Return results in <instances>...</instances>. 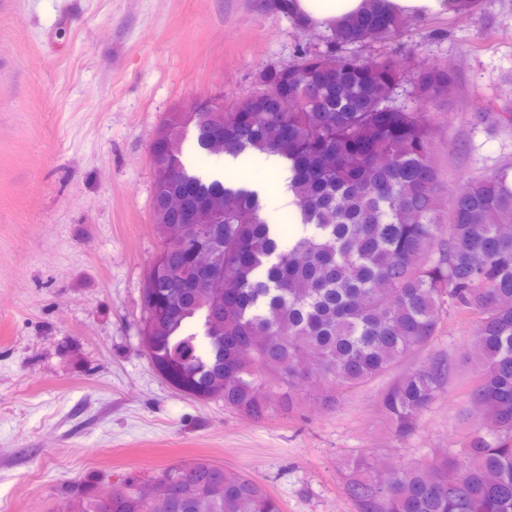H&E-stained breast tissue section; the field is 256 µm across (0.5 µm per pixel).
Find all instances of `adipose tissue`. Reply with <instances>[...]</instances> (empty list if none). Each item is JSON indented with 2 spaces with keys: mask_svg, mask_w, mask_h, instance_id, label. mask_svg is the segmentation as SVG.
I'll return each mask as SVG.
<instances>
[{
  "mask_svg": "<svg viewBox=\"0 0 512 512\" xmlns=\"http://www.w3.org/2000/svg\"><path fill=\"white\" fill-rule=\"evenodd\" d=\"M291 8L307 23L326 27L375 8L392 14L427 15L449 12L450 4L448 0H293ZM251 164L259 166L266 174L265 179L253 183L261 197L273 199L278 212L287 214L289 223H299L295 198L288 188L290 172L278 156L261 155L251 161L228 156L224 159L220 174L225 181L234 182L242 177L244 169Z\"/></svg>",
  "mask_w": 512,
  "mask_h": 512,
  "instance_id": "obj_1",
  "label": "adipose tissue"
}]
</instances>
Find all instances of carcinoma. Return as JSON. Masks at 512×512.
Here are the masks:
<instances>
[{"mask_svg": "<svg viewBox=\"0 0 512 512\" xmlns=\"http://www.w3.org/2000/svg\"><path fill=\"white\" fill-rule=\"evenodd\" d=\"M406 19L377 10L298 42L296 62L267 65L258 89L224 111L168 113L153 144L152 221L160 236L142 298L143 343L154 367L200 398H220L262 419L293 413L313 381L333 409L339 390L387 373L435 335L443 304L476 319L471 356L480 371L465 403L479 428L457 454L378 470L354 458L343 490L356 512H512V170L448 186L439 214V173L430 108L448 98L451 66L409 72L389 56H338L382 43ZM214 156L274 154L291 171L301 218L283 242L262 217L258 192L212 179L184 160V146ZM209 208L201 239L224 257L216 282L194 284L180 214ZM457 376L434 353L383 396L400 441ZM62 512H280L259 481L196 459L151 479L127 476L102 503L94 479L69 485Z\"/></svg>", "mask_w": 512, "mask_h": 512, "instance_id": "obj_1", "label": "carcinoma"}]
</instances>
